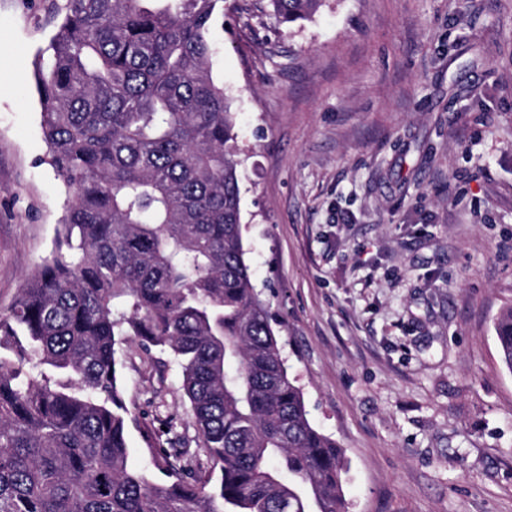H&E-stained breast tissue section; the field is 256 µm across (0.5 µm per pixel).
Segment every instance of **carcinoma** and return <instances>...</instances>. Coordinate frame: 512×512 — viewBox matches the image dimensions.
Here are the masks:
<instances>
[{
  "instance_id": "cac0c4a2",
  "label": "carcinoma",
  "mask_w": 512,
  "mask_h": 512,
  "mask_svg": "<svg viewBox=\"0 0 512 512\" xmlns=\"http://www.w3.org/2000/svg\"><path fill=\"white\" fill-rule=\"evenodd\" d=\"M223 0H67L35 72L49 164L73 199L0 317V512H345L241 235L238 152L208 38ZM281 25L321 0H269ZM512 372V307L495 322ZM181 368L220 477L130 462L117 346Z\"/></svg>"
}]
</instances>
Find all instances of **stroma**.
Returning <instances> with one entry per match:
<instances>
[{
	"mask_svg": "<svg viewBox=\"0 0 512 512\" xmlns=\"http://www.w3.org/2000/svg\"><path fill=\"white\" fill-rule=\"evenodd\" d=\"M66 0H0V313L72 198L34 60ZM241 232L348 512H512V0H322L278 24L224 0ZM134 465L199 452L178 366L117 348ZM502 362L512 372V307L501 313L495 322Z\"/></svg>",
	"mask_w": 512,
	"mask_h": 512,
	"instance_id": "stroma-1",
	"label": "stroma"
}]
</instances>
